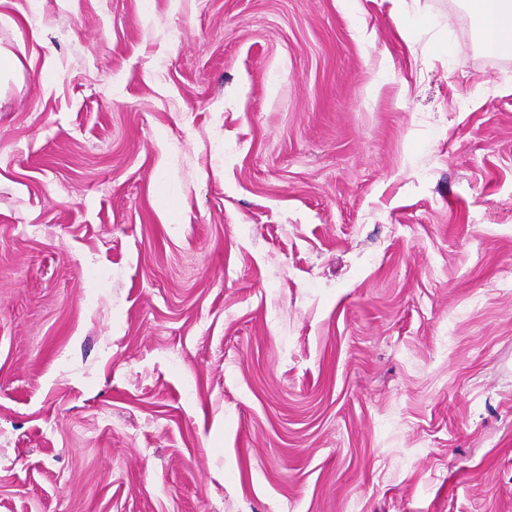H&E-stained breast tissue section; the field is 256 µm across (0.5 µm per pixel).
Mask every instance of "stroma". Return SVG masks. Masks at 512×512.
<instances>
[{"mask_svg":"<svg viewBox=\"0 0 512 512\" xmlns=\"http://www.w3.org/2000/svg\"><path fill=\"white\" fill-rule=\"evenodd\" d=\"M0 14V512H512V55L467 0Z\"/></svg>","mask_w":512,"mask_h":512,"instance_id":"stroma-1","label":"stroma"}]
</instances>
